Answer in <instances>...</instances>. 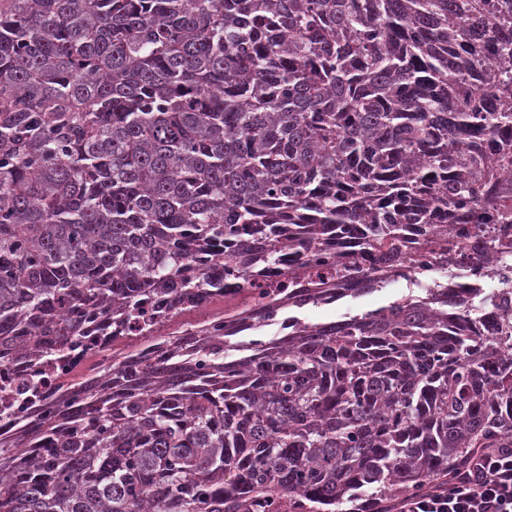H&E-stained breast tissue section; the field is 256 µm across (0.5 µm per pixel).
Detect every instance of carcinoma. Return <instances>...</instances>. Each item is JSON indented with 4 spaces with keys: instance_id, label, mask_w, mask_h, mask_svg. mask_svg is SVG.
I'll list each match as a JSON object with an SVG mask.
<instances>
[{
    "instance_id": "carcinoma-1",
    "label": "carcinoma",
    "mask_w": 512,
    "mask_h": 512,
    "mask_svg": "<svg viewBox=\"0 0 512 512\" xmlns=\"http://www.w3.org/2000/svg\"><path fill=\"white\" fill-rule=\"evenodd\" d=\"M510 170L512 0H0V347L188 303L199 236L242 281L243 232L302 225L339 281L334 231L512 225ZM436 300L119 362L73 397L90 428L0 445V512H334L512 448V352Z\"/></svg>"
}]
</instances>
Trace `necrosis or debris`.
<instances>
[{
  "label": "necrosis or debris",
  "instance_id": "1",
  "mask_svg": "<svg viewBox=\"0 0 512 512\" xmlns=\"http://www.w3.org/2000/svg\"><path fill=\"white\" fill-rule=\"evenodd\" d=\"M497 235L509 241V248L487 252L472 237L468 225L456 227L455 237L464 241L467 257L463 263L444 270L438 265L422 264L429 246L424 225L407 224L399 244L402 259L390 265L391 282L417 288H439L448 294V308L469 305L477 299L512 293V225L500 224ZM282 261L268 263V249L258 244L238 252L237 263L248 269L246 282L234 283L224 278L220 252L196 251L197 268L206 270L211 287L200 289L196 302L173 311L143 336L138 323H117L110 312L100 307H86L82 335L60 342L59 353L43 350L37 354H7L0 357V435L38 428L47 404L64 400L77 385L100 379L117 362L138 354L141 364L160 361L166 343L181 337L184 329H202L221 323L234 327L237 335L250 336L254 328L251 314L257 309V293L287 294L288 268L299 265L296 251L284 248Z\"/></svg>",
  "mask_w": 512,
  "mask_h": 512
}]
</instances>
